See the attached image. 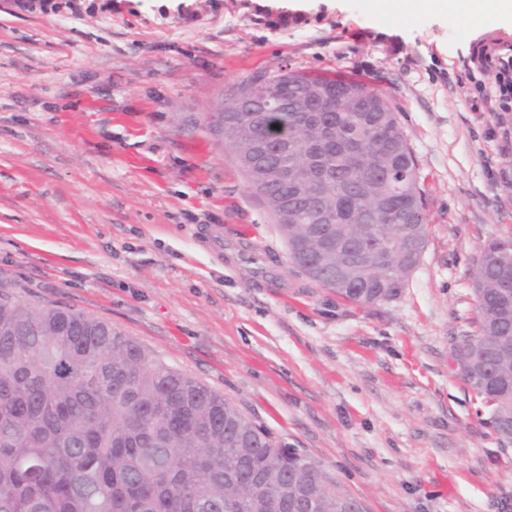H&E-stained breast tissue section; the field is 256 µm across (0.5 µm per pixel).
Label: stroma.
I'll use <instances>...</instances> for the list:
<instances>
[{
  "mask_svg": "<svg viewBox=\"0 0 512 512\" xmlns=\"http://www.w3.org/2000/svg\"><path fill=\"white\" fill-rule=\"evenodd\" d=\"M191 20H183L182 9ZM472 32L426 0H0V294L112 323L320 463L363 512H512V443L454 370L481 246L512 237V110L472 108ZM289 70L392 105L427 245L400 298L305 280L230 151L182 123Z\"/></svg>",
  "mask_w": 512,
  "mask_h": 512,
  "instance_id": "35a3bbf8",
  "label": "stroma"
}]
</instances>
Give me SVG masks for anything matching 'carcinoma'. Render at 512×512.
Here are the masks:
<instances>
[{
  "label": "carcinoma",
  "mask_w": 512,
  "mask_h": 512,
  "mask_svg": "<svg viewBox=\"0 0 512 512\" xmlns=\"http://www.w3.org/2000/svg\"><path fill=\"white\" fill-rule=\"evenodd\" d=\"M320 97L306 95L309 85ZM286 139L301 180L271 176L256 137ZM247 188L278 227L288 261L355 305L397 299L427 244L418 166L390 103L363 83L259 75L224 99V138ZM477 260L474 338L512 336V238ZM512 406V360L474 384ZM307 462L204 383L156 360L112 324L56 304L0 297V512H281L245 474L270 482ZM336 512V484L315 469Z\"/></svg>",
  "instance_id": "carcinoma-1"
}]
</instances>
